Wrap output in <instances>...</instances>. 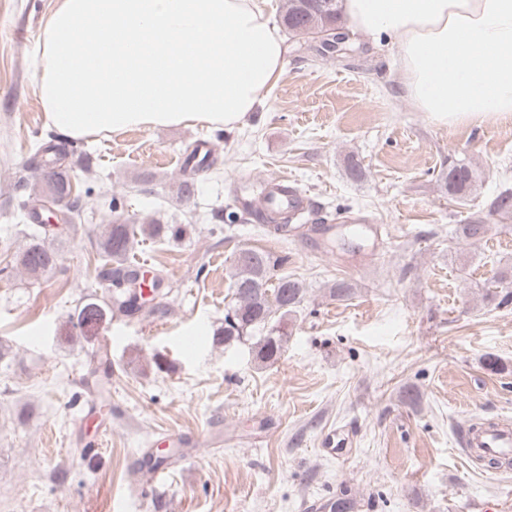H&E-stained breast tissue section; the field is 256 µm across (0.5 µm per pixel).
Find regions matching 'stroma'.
Listing matches in <instances>:
<instances>
[{"label": "stroma", "mask_w": 512, "mask_h": 512, "mask_svg": "<svg viewBox=\"0 0 512 512\" xmlns=\"http://www.w3.org/2000/svg\"><path fill=\"white\" fill-rule=\"evenodd\" d=\"M59 0H0V267L26 243L17 183L39 139L55 131L33 58ZM282 77L255 112L220 125L126 128L76 139L92 156L67 170L73 194L111 189L136 223H190L174 243L137 235L128 259L166 290L162 316L113 318L92 334L69 321L108 299L94 282L84 230L109 207L57 231L58 265L34 283L0 280V512H306L341 493L351 512H512V469L498 473L458 445L468 422L512 423V303L495 277H512V218L491 216L512 188V116L439 124L404 96L397 41H357L353 57H323L287 38ZM207 141L213 166L186 164ZM469 164L477 187L448 196L449 161ZM285 175L311 211L376 231L356 251H328L310 235L281 243L236 201L238 179ZM193 182L192 197L180 196ZM486 218L477 243L455 225ZM242 245L287 254L281 274L308 292L281 356L256 360L251 343L214 344L224 323L231 260ZM340 282L349 296L330 293ZM109 338L108 413L88 415L83 383ZM169 367L157 370L155 355ZM349 433L344 457L322 446ZM191 444L147 481L142 454L168 434Z\"/></svg>", "instance_id": "35a3bbf8"}]
</instances>
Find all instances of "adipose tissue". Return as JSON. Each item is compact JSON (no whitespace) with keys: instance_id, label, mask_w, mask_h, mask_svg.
Instances as JSON below:
<instances>
[{"instance_id":"1","label":"adipose tissue","mask_w":512,"mask_h":512,"mask_svg":"<svg viewBox=\"0 0 512 512\" xmlns=\"http://www.w3.org/2000/svg\"><path fill=\"white\" fill-rule=\"evenodd\" d=\"M267 0H62L34 60L52 124L79 138L189 121L234 128L281 78ZM345 30L398 40V81L435 122L512 115V0H341ZM98 29L85 38L87 29Z\"/></svg>"}]
</instances>
